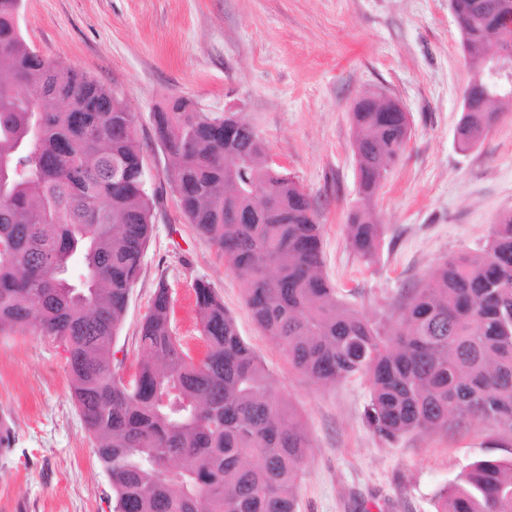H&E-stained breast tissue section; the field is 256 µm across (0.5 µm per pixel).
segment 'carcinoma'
Here are the masks:
<instances>
[{
    "instance_id": "1",
    "label": "carcinoma",
    "mask_w": 512,
    "mask_h": 512,
    "mask_svg": "<svg viewBox=\"0 0 512 512\" xmlns=\"http://www.w3.org/2000/svg\"><path fill=\"white\" fill-rule=\"evenodd\" d=\"M22 0H0V333L33 332L68 354L71 390L112 481V512H296L308 438L273 390L210 284H193L207 346L197 361L170 323L161 284L140 328L146 352L126 380L112 343L151 235L138 117L107 88L60 69L24 39ZM461 46L476 71L497 47L512 0H452ZM460 144L501 118L470 96ZM152 115L170 158L166 181L188 223L243 286L254 322L292 369L316 385L366 378L373 432L512 428V212L478 250L446 257L383 332L324 278L322 230L294 178L267 164L265 144L229 115ZM392 99L359 98L352 112L360 192L371 200L408 141ZM383 225L351 217V249L369 264ZM436 512H512V457L478 460L435 494Z\"/></svg>"
}]
</instances>
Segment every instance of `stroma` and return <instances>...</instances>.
I'll list each match as a JSON object with an SVG mask.
<instances>
[{
  "instance_id": "35a3bbf8",
  "label": "stroma",
  "mask_w": 512,
  "mask_h": 512,
  "mask_svg": "<svg viewBox=\"0 0 512 512\" xmlns=\"http://www.w3.org/2000/svg\"><path fill=\"white\" fill-rule=\"evenodd\" d=\"M26 41L61 68L85 72L139 118L155 219L112 345L131 378L145 353L139 327L158 283L172 327L196 338L193 284L208 281L276 391L301 415L309 446L297 512H434V495L473 461L512 450V436L476 424L388 443L365 418L366 381L313 384L291 370L252 321L243 289L183 216L165 180L169 159L153 112L171 98L235 113L310 197L322 226L323 273L375 323L442 260L481 247L512 211V104L487 137L460 149L456 130L472 69L448 0H23ZM367 93L399 101L410 139L379 195L359 194L351 112ZM371 208L384 235L372 265L351 251L352 212ZM0 512H112V485L71 395L66 354L37 334L0 335Z\"/></svg>"
}]
</instances>
